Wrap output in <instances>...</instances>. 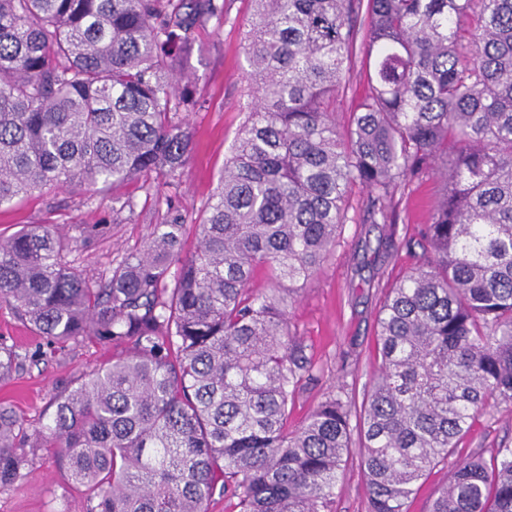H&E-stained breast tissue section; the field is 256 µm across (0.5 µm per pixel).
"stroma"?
I'll return each mask as SVG.
<instances>
[{"label": "stroma", "mask_w": 512, "mask_h": 512, "mask_svg": "<svg viewBox=\"0 0 512 512\" xmlns=\"http://www.w3.org/2000/svg\"><path fill=\"white\" fill-rule=\"evenodd\" d=\"M229 19L195 29V46L180 55L178 71L200 101L179 113L194 142L170 203L156 202L142 182L128 181L95 193L42 189L25 200L0 207V233L25 224L61 225L74 248L68 258L88 274L112 269L129 252L142 247L168 205L201 216L212 195L224 157L239 134L249 100V62L245 37L251 19L248 0H226ZM368 66L355 53L336 100V123L346 126L367 88ZM441 179L426 174L401 186L395 196L394 229L361 223L362 188L352 191L350 223L344 225L335 252L304 284L289 309L290 327L314 364L313 380L297 391L289 428H296L329 392L351 403L353 439L363 429L361 405L380 362L376 317L387 292L423 259L420 233L433 208ZM132 199L134 212H115L116 199ZM397 244L389 246L387 235ZM0 344L14 348L19 365L0 379V403L13 405L28 430L49 422L55 396L67 391L82 373L125 356V345L58 344L37 336L21 314L0 301ZM512 448V409L501 406L484 413L447 462L421 480L407 512H429L448 482L454 465L477 451ZM86 497L73 487L67 466L47 449H38L28 479L0 492V512H86ZM332 512H366V487L360 449L352 447L336 486Z\"/></svg>", "instance_id": "stroma-1"}]
</instances>
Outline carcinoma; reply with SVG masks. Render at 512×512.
Instances as JSON below:
<instances>
[{"label": "carcinoma", "mask_w": 512, "mask_h": 512, "mask_svg": "<svg viewBox=\"0 0 512 512\" xmlns=\"http://www.w3.org/2000/svg\"><path fill=\"white\" fill-rule=\"evenodd\" d=\"M251 103L206 216L171 205L142 249L93 286L57 224L0 236V299L57 343L129 344L56 397L29 434L0 404V491L51 448L88 512H331L351 443L328 395L295 431L313 365L288 324L297 287L336 247L355 186L365 224L394 223L401 184L443 192L426 261L388 291L362 406L367 512H407L420 480L490 403L512 406V0H250ZM479 7L468 40L459 21ZM361 45L373 76L346 129L336 95ZM216 0H0V206L44 186H178L192 147L172 82ZM262 271L271 283L256 293ZM19 355L0 346V379ZM430 512H512V448L451 472Z\"/></svg>", "instance_id": "carcinoma-1"}]
</instances>
